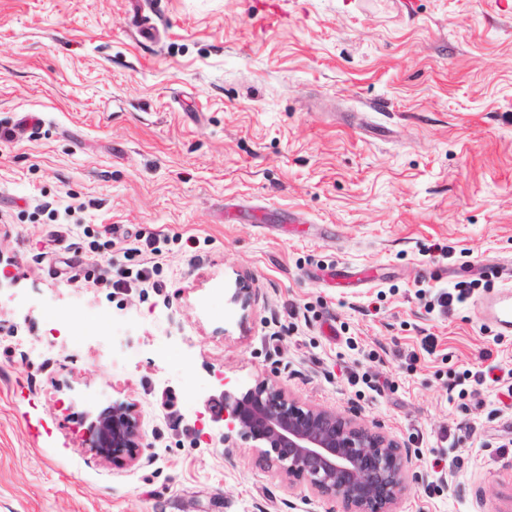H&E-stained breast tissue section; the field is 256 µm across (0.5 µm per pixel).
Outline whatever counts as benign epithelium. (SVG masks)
Listing matches in <instances>:
<instances>
[{"label": "benign epithelium", "instance_id": "1", "mask_svg": "<svg viewBox=\"0 0 512 512\" xmlns=\"http://www.w3.org/2000/svg\"><path fill=\"white\" fill-rule=\"evenodd\" d=\"M213 418L230 433L262 444L263 455L291 481L307 483L343 512H394L410 473L411 449L335 411L305 407L275 382L221 392ZM90 446L116 464L134 463L145 447L129 406L101 411L88 427Z\"/></svg>", "mask_w": 512, "mask_h": 512}]
</instances>
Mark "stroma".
<instances>
[{"instance_id":"stroma-1","label":"stroma","mask_w":512,"mask_h":512,"mask_svg":"<svg viewBox=\"0 0 512 512\" xmlns=\"http://www.w3.org/2000/svg\"><path fill=\"white\" fill-rule=\"evenodd\" d=\"M105 224L163 288L94 285L130 266ZM494 267L512 0H0V512H339L225 445L208 399L264 379L411 448L396 512H512L506 384L457 385L512 369ZM122 404L148 446L115 465L86 430ZM142 234L140 232H136L134 234V240L129 243H124L127 240H124L123 245L119 248L120 251H122L123 256L127 258V260L132 261L135 259V257H142L143 254L147 253L148 251L150 253H157L159 252L158 248L152 246L154 245V240L152 237H146L144 240L141 238ZM495 292L483 298L486 320L502 336L512 334V278L504 279Z\"/></svg>"}]
</instances>
